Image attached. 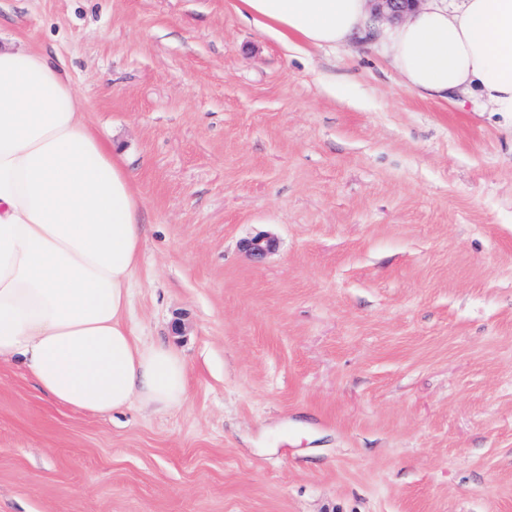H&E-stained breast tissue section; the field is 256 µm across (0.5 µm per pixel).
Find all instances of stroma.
Instances as JSON below:
<instances>
[{
  "label": "stroma",
  "instance_id": "obj_1",
  "mask_svg": "<svg viewBox=\"0 0 512 512\" xmlns=\"http://www.w3.org/2000/svg\"><path fill=\"white\" fill-rule=\"evenodd\" d=\"M234 4L0 0L125 155L131 322L188 370L93 414L0 361V512H512V115Z\"/></svg>",
  "mask_w": 512,
  "mask_h": 512
}]
</instances>
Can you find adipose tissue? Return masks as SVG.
Returning <instances> with one entry per match:
<instances>
[{"instance_id":"adipose-tissue-1","label":"adipose tissue","mask_w":512,"mask_h":512,"mask_svg":"<svg viewBox=\"0 0 512 512\" xmlns=\"http://www.w3.org/2000/svg\"><path fill=\"white\" fill-rule=\"evenodd\" d=\"M284 48L380 43L409 91L477 96L512 113V0H422L383 30L368 0H237ZM143 200L124 157L80 110L73 83L37 49L0 46V361L57 403L113 413L176 409L187 369L145 345L128 314Z\"/></svg>"}]
</instances>
